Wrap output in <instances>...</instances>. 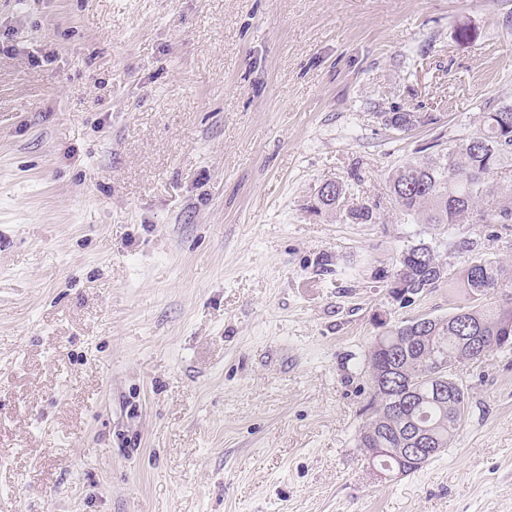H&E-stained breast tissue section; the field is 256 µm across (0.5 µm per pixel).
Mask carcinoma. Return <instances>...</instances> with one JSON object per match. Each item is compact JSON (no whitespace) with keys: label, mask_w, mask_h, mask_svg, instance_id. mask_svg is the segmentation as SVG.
<instances>
[{"label":"carcinoma","mask_w":512,"mask_h":512,"mask_svg":"<svg viewBox=\"0 0 512 512\" xmlns=\"http://www.w3.org/2000/svg\"><path fill=\"white\" fill-rule=\"evenodd\" d=\"M512 172V102L485 105L477 133L442 154L401 163L389 176L390 203L416 224H483L499 237L512 231V187L496 188L491 176ZM380 202L354 201L347 184L336 180L332 195L317 193L316 213L337 212L351 224H376ZM468 254L458 271L439 275L445 259L421 241L399 256L383 276L389 294L401 304L429 288L448 286L464 304L423 329L412 318L390 326L386 340H373L364 367L370 382L365 422L356 447L384 471L410 475L443 452L468 413L464 388L448 380V366L477 362L493 352L512 351V264L473 252L467 240H454ZM480 336L476 348L468 337ZM393 448H421L414 455Z\"/></svg>","instance_id":"obj_1"}]
</instances>
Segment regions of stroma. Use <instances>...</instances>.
I'll return each mask as SVG.
<instances>
[{"label":"stroma","mask_w":512,"mask_h":512,"mask_svg":"<svg viewBox=\"0 0 512 512\" xmlns=\"http://www.w3.org/2000/svg\"><path fill=\"white\" fill-rule=\"evenodd\" d=\"M491 100L512 0H0V512H512V352L416 473L354 441L374 336L460 303L402 306L398 254L512 260L388 199ZM328 179L378 223L312 212Z\"/></svg>","instance_id":"stroma-1"}]
</instances>
